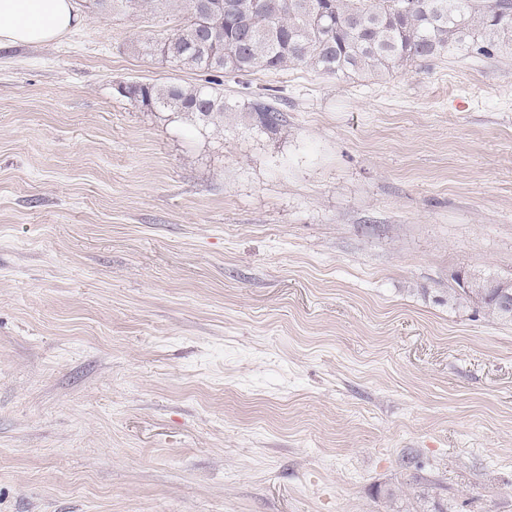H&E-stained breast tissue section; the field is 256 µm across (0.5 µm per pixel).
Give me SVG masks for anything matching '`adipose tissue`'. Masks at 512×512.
I'll return each mask as SVG.
<instances>
[{"mask_svg": "<svg viewBox=\"0 0 512 512\" xmlns=\"http://www.w3.org/2000/svg\"><path fill=\"white\" fill-rule=\"evenodd\" d=\"M78 22L73 0H0V46L48 43Z\"/></svg>", "mask_w": 512, "mask_h": 512, "instance_id": "adipose-tissue-1", "label": "adipose tissue"}]
</instances>
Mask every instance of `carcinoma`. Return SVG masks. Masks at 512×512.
<instances>
[{
  "mask_svg": "<svg viewBox=\"0 0 512 512\" xmlns=\"http://www.w3.org/2000/svg\"><path fill=\"white\" fill-rule=\"evenodd\" d=\"M114 11L172 10L181 21L147 48L167 61L209 75L202 86L131 83L123 97L149 109L211 122L224 113L255 112L274 127L278 110L264 101H224L222 77L311 67L338 76L383 75L426 65L453 50L490 59L512 44V0H93ZM482 308L512 322V294L487 288Z\"/></svg>",
  "mask_w": 512,
  "mask_h": 512,
  "instance_id": "cac0c4a2",
  "label": "carcinoma"
}]
</instances>
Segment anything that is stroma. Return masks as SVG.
I'll list each match as a JSON object with an SVG mask.
<instances>
[{
    "mask_svg": "<svg viewBox=\"0 0 512 512\" xmlns=\"http://www.w3.org/2000/svg\"><path fill=\"white\" fill-rule=\"evenodd\" d=\"M0 48V512H512V51L121 85L166 12ZM469 280L470 276L465 277L460 275V284L463 287L461 288L463 293L464 288H471V292L476 296L483 292L487 295V298L484 297L481 299L483 304L479 305V307L493 319L512 322V291L510 295L505 292L497 293L495 291H489V288H512L511 283L500 282L498 284L494 283L492 285L477 287L474 280L470 282Z\"/></svg>",
    "mask_w": 512,
    "mask_h": 512,
    "instance_id": "1",
    "label": "stroma"
}]
</instances>
